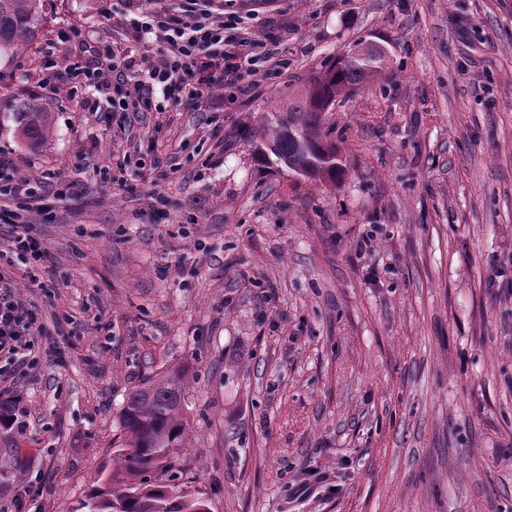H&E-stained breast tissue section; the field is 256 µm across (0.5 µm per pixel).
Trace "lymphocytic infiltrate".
<instances>
[{
  "mask_svg": "<svg viewBox=\"0 0 512 512\" xmlns=\"http://www.w3.org/2000/svg\"><path fill=\"white\" fill-rule=\"evenodd\" d=\"M131 27L136 38L149 34L164 45L141 79L119 72L108 55L83 70L116 112L155 111V94L160 90H184L197 97L203 88L236 84L277 58L239 15L213 13L204 8L203 0H181L180 8L171 12H148L133 19ZM32 334L27 308L8 285L0 284V354L18 356L30 347Z\"/></svg>",
  "mask_w": 512,
  "mask_h": 512,
  "instance_id": "lymphocytic-infiltrate-1",
  "label": "lymphocytic infiltrate"
}]
</instances>
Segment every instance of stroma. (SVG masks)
I'll list each match as a JSON object with an SVG mask.
<instances>
[{
  "label": "stroma",
  "mask_w": 512,
  "mask_h": 512,
  "mask_svg": "<svg viewBox=\"0 0 512 512\" xmlns=\"http://www.w3.org/2000/svg\"><path fill=\"white\" fill-rule=\"evenodd\" d=\"M206 5L287 69L159 116L89 111L79 67L124 61L129 18L179 0H45L38 38L0 56V155L33 177L47 247L31 286L0 228L40 349L0 358V512L25 485L75 512L126 394L177 366L173 471L210 512H512V0ZM364 38L390 62L326 114L341 177L259 164L241 127ZM50 59L73 78L44 82ZM31 97L53 120L36 150L11 118Z\"/></svg>",
  "instance_id": "stroma-1"
}]
</instances>
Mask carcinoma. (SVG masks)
I'll return each instance as SVG.
<instances>
[{
    "instance_id": "carcinoma-1",
    "label": "carcinoma",
    "mask_w": 512,
    "mask_h": 512,
    "mask_svg": "<svg viewBox=\"0 0 512 512\" xmlns=\"http://www.w3.org/2000/svg\"><path fill=\"white\" fill-rule=\"evenodd\" d=\"M41 0H0V51L22 50L37 35ZM387 67L381 59L367 70L352 53L338 59L310 81L305 95L288 109L271 113L243 137L254 146L273 144L279 155L302 165L309 152H336L322 136L327 101L354 89ZM20 135L37 150L51 132L50 113L26 103L13 113ZM187 372L156 374L129 392L120 416L123 441L112 451V466L81 504L85 512H209L208 500L183 491L171 474L170 459L185 447L187 419L183 403Z\"/></svg>"
}]
</instances>
